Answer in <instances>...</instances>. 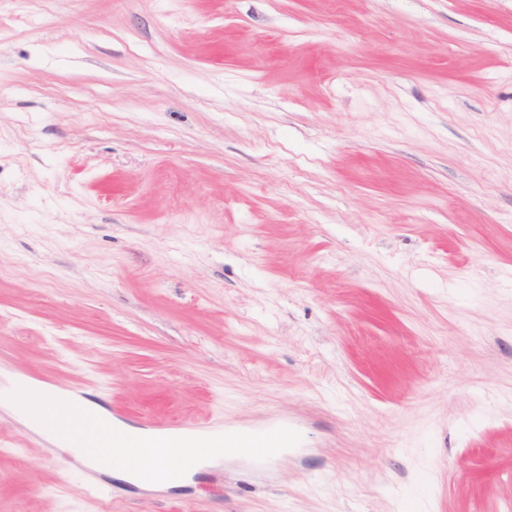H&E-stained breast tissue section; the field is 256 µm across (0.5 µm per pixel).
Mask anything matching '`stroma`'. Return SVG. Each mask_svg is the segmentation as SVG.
<instances>
[{
  "mask_svg": "<svg viewBox=\"0 0 512 512\" xmlns=\"http://www.w3.org/2000/svg\"><path fill=\"white\" fill-rule=\"evenodd\" d=\"M32 374L302 440L138 487L0 405V512H512V0H0Z\"/></svg>",
  "mask_w": 512,
  "mask_h": 512,
  "instance_id": "35a3bbf8",
  "label": "stroma"
}]
</instances>
